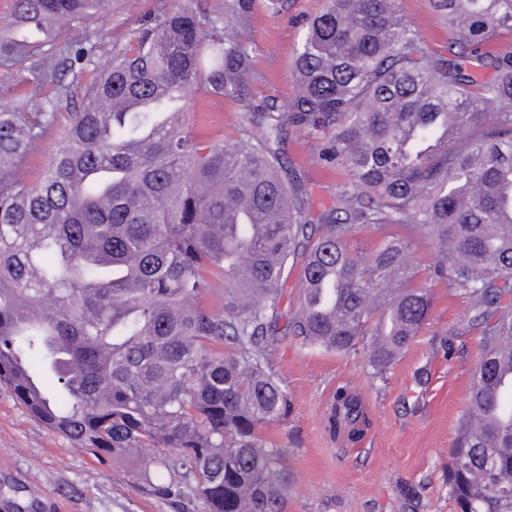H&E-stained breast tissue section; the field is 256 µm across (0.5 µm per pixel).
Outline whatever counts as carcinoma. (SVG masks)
Returning a JSON list of instances; mask_svg holds the SVG:
<instances>
[{"instance_id":"carcinoma-1","label":"carcinoma","mask_w":512,"mask_h":512,"mask_svg":"<svg viewBox=\"0 0 512 512\" xmlns=\"http://www.w3.org/2000/svg\"><path fill=\"white\" fill-rule=\"evenodd\" d=\"M448 28L430 48L403 0H327L294 58L297 93L265 98L234 136L192 131L190 93L251 101L249 4L161 15L74 95L112 0H14L0 26V385L49 430L99 457L150 448L140 481L174 512H285V449L260 427L292 414L267 361L279 336L363 353L383 375L424 328L437 277L471 305L481 355L449 450L460 512H512V0H430ZM172 90L178 111L123 108ZM70 122L40 179L32 146ZM322 140L340 180L313 212L282 151ZM397 226L364 259L370 228ZM297 306L282 312L288 266ZM219 294L211 305L207 297ZM368 410L334 392L326 430L358 439ZM414 251L420 277L424 279L429 272L428 269L438 261V254L428 238L417 240Z\"/></svg>"}]
</instances>
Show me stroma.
<instances>
[{
  "mask_svg": "<svg viewBox=\"0 0 512 512\" xmlns=\"http://www.w3.org/2000/svg\"><path fill=\"white\" fill-rule=\"evenodd\" d=\"M326 0H250L237 35L252 55L254 97L292 99V60L306 21ZM180 0H112L103 20L107 33L94 66L78 78L76 91L94 82L115 50L139 28L176 10ZM192 106L200 118L196 136L215 140L234 133L245 104L201 92ZM318 138L293 129L286 151L312 190L314 210L331 205L339 176L320 159ZM433 305L425 328L385 376L374 375L360 355L328 352L286 338L269 351L293 403L287 422L267 426L266 438L285 448L290 473L286 512H458L448 493V451L466 411L472 373L480 351L463 327L470 304L444 281L431 288ZM353 388L368 408L371 426L358 442L343 444L324 427L336 387ZM149 449L98 459L54 434L31 417L0 386V482L5 497L36 490L43 512H173L143 492L137 473Z\"/></svg>",
  "mask_w": 512,
  "mask_h": 512,
  "instance_id": "obj_1",
  "label": "stroma"
}]
</instances>
